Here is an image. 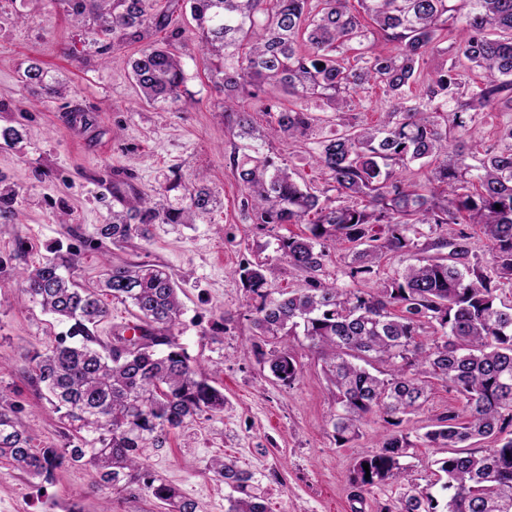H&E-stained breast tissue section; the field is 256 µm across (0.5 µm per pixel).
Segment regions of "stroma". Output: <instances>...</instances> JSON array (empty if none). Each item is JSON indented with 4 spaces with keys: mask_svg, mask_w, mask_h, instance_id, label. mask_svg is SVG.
<instances>
[{
    "mask_svg": "<svg viewBox=\"0 0 512 512\" xmlns=\"http://www.w3.org/2000/svg\"><path fill=\"white\" fill-rule=\"evenodd\" d=\"M177 28L186 38L181 54L187 82L180 101L161 109L148 104L135 85L131 62L138 45L116 48L107 62L91 47L90 33L53 0H0V125L22 133L13 145L0 142V180L19 191L13 223L0 224V393L25 406L32 448L60 446L61 424L41 408L26 368L62 327L22 298L23 269L73 253L78 280L93 285L108 259L165 265L183 290L178 338L223 390L226 405L221 413L172 431L151 458L155 471L193 499L197 512H225L230 490L206 469L215 457L234 459L254 474L267 512H352L350 471L384 424L373 417L355 439H336L329 423L336 408L332 386L303 337L282 339L304 366L289 386L246 355L253 340L251 300L237 269L248 262L271 264L274 290L303 287V277L281 263L278 252L279 239L303 227L261 229L242 221L246 191L231 167L237 139L222 115L224 95L214 84L189 11H173L169 29L153 33L151 42L166 45ZM33 63L60 82L62 95L24 89L23 72ZM236 103L263 131L261 152L287 163L299 183L324 187L308 141L278 133L261 102L240 97ZM176 180L180 188L169 190ZM198 182L221 201L211 213L190 224L152 225L147 238L121 249L91 243L95 226L121 206L111 187L122 196L163 191L170 205L181 207L186 187ZM18 236L27 239V251H15ZM458 405L454 391L432 380L426 403L399 426L414 443L403 461L409 478L440 501L446 493L435 473L448 451L429 446L422 436L439 414ZM107 499L112 512H164L147 496L96 488L92 470L84 466L61 471L48 484L0 460V512H100Z\"/></svg>",
    "mask_w": 512,
    "mask_h": 512,
    "instance_id": "stroma-1",
    "label": "stroma"
}]
</instances>
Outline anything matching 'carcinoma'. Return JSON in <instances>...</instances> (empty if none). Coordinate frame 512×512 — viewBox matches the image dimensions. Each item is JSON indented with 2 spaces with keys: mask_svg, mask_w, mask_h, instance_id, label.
Wrapping results in <instances>:
<instances>
[{
  "mask_svg": "<svg viewBox=\"0 0 512 512\" xmlns=\"http://www.w3.org/2000/svg\"><path fill=\"white\" fill-rule=\"evenodd\" d=\"M181 1L213 57L224 117L246 141L242 158H233V174L246 190L243 219L306 225L279 239L280 260L304 275L305 287L276 297L274 267L248 263L236 270L254 300L256 333L308 341L334 388L338 411L329 423L342 442L374 416L400 425L426 402L432 379L461 401L423 434L429 445L448 449L438 461L444 505L404 483L402 459L411 442L403 434L379 435L355 461L358 493L391 480L399 491L385 512H512V300L502 298V288L512 287V123L500 126L498 145L480 157L462 143L448 152L451 138L475 137L484 111H512V0H357L369 27L351 11V0H173L172 7ZM53 2L90 29L98 54L142 43L169 25V14L150 12V0ZM455 31L459 40L445 46ZM371 39L392 50L362 53L350 64L345 48ZM450 48L482 72L476 89L464 91L455 61L436 69L422 96L408 98L422 64ZM131 69L146 102L181 99L186 75L176 46L145 45ZM23 83L46 89L47 72L32 63ZM269 85L292 97L287 107H263L290 139L322 122L302 100L320 98L335 112L340 130L315 141L313 153L336 198L320 199L253 144L261 139L253 115L238 111L231 94L260 100ZM366 85L379 88L387 105L375 125L347 116L348 96ZM417 161L429 174L410 190L399 170ZM16 197L14 188L0 186V222L9 223ZM187 199L176 209L134 194L96 235L123 248L147 237L150 224H190L217 204L205 187L187 190ZM448 224L456 228L439 233ZM476 228L485 259L473 249ZM346 243L351 288L324 279L332 251ZM412 249L415 264L378 278L384 260ZM71 268L54 257L21 274V292L68 325L29 361L39 400L62 424V444L31 448L23 408L0 395V459L44 481L84 465L100 487L145 494L165 512H196L195 501L157 475L147 455L164 447L170 431L224 411V392L176 334L183 305L175 275L149 262L106 264L102 287L131 305L138 320L132 330L141 335L125 347L104 346L96 330L107 308ZM251 352L285 385L302 373L286 349L266 353L255 342ZM488 440L492 447H480ZM209 470L233 491L226 512H267L250 472L222 457L211 459Z\"/></svg>",
  "mask_w": 512,
  "mask_h": 512,
  "instance_id": "carcinoma-1",
  "label": "carcinoma"
}]
</instances>
